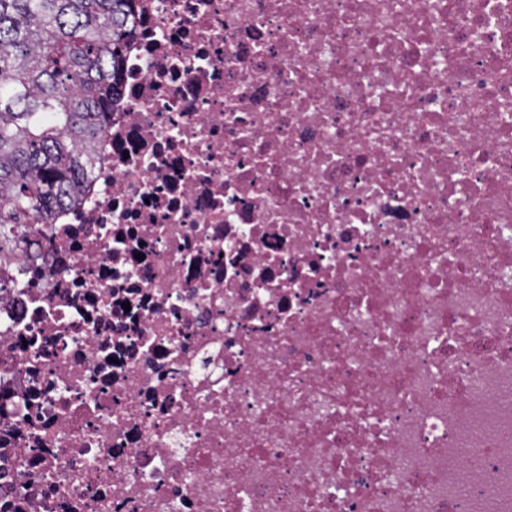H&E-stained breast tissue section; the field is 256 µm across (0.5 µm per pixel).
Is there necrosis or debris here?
Returning a JSON list of instances; mask_svg holds the SVG:
<instances>
[{"label":"necrosis or debris","mask_w":512,"mask_h":512,"mask_svg":"<svg viewBox=\"0 0 512 512\" xmlns=\"http://www.w3.org/2000/svg\"><path fill=\"white\" fill-rule=\"evenodd\" d=\"M132 29L0 258V512H512V0Z\"/></svg>","instance_id":"necrosis-or-debris-1"}]
</instances>
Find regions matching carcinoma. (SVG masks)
Masks as SVG:
<instances>
[{
  "instance_id": "cac0c4a2",
  "label": "carcinoma",
  "mask_w": 512,
  "mask_h": 512,
  "mask_svg": "<svg viewBox=\"0 0 512 512\" xmlns=\"http://www.w3.org/2000/svg\"><path fill=\"white\" fill-rule=\"evenodd\" d=\"M133 0H0V253L75 203L119 92Z\"/></svg>"
}]
</instances>
